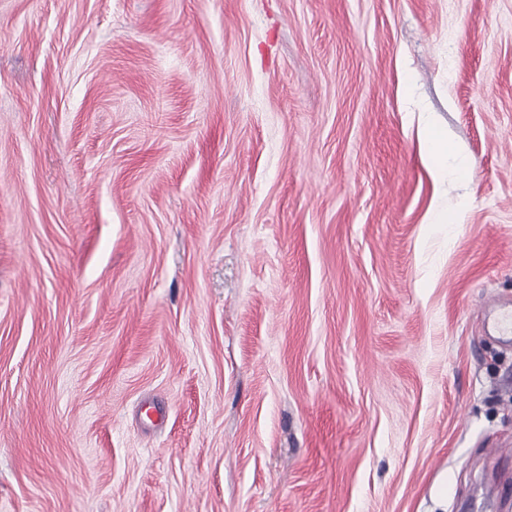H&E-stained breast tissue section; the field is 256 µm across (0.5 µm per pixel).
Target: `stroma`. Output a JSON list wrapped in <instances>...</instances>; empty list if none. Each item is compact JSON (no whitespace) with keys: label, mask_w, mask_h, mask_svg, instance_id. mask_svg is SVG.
Here are the masks:
<instances>
[{"label":"stroma","mask_w":512,"mask_h":512,"mask_svg":"<svg viewBox=\"0 0 512 512\" xmlns=\"http://www.w3.org/2000/svg\"><path fill=\"white\" fill-rule=\"evenodd\" d=\"M503 303L512 0H0V512H512ZM423 148L434 160L432 172L437 178H445L448 173L462 178L471 176L469 163L448 145L447 137L434 125L427 127Z\"/></svg>","instance_id":"1"}]
</instances>
